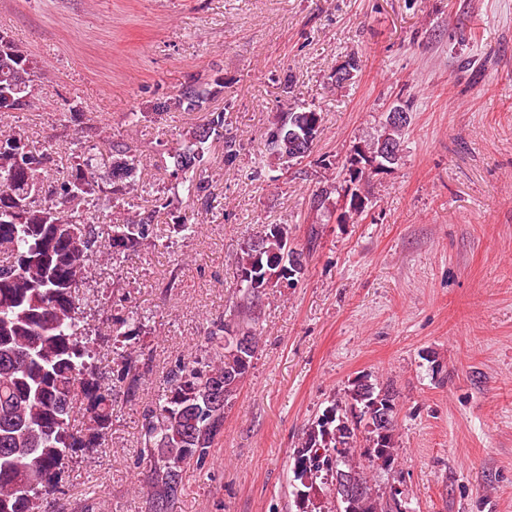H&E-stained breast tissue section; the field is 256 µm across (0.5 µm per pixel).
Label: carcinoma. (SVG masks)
Returning <instances> with one entry per match:
<instances>
[{
    "label": "carcinoma",
    "mask_w": 512,
    "mask_h": 512,
    "mask_svg": "<svg viewBox=\"0 0 512 512\" xmlns=\"http://www.w3.org/2000/svg\"><path fill=\"white\" fill-rule=\"evenodd\" d=\"M7 61L17 69L28 67V83L20 95L34 103L36 62L17 42L10 43ZM215 93L211 83L193 79L182 85L165 107L200 110ZM321 113L290 106L267 133L265 151L279 170L304 156L297 137L304 128L318 131ZM406 123L385 121L378 134L353 147L366 160L388 166L397 158L384 155L385 146L401 145ZM224 128V113L211 112L207 127L193 131L171 154L172 174L180 177L186 196L199 197L204 187L193 179L203 158L210 132ZM97 145L73 152L67 174L52 180L48 165L55 146L31 147L21 133L0 134V512H45L57 489L65 461L85 448L102 445L112 421L114 389L95 371L83 336L84 300L78 285L87 276L93 254L88 226L96 214L87 205L103 191L102 184L119 180L134 186L137 146L110 143L112 168L103 170ZM357 180L359 204L350 205L341 219L362 214L365 196ZM154 239L153 216L126 213L109 225L103 245L111 259L120 250ZM304 252L293 247L286 224H272L263 234L246 241L239 256L241 298L237 315L224 321L207 338L206 355H190L166 378L167 390L144 409L145 447L140 462L146 465V484L155 512L182 491V473L193 461L209 455L224 429V413L246 377L258 348L254 308L265 290L279 280L304 275L290 258ZM114 336L113 353L121 369L137 381L139 354L122 343L129 321L107 318ZM249 339L245 356L235 350L238 337ZM393 388H378L357 378L328 413L307 429L293 452L296 495L305 512H333L318 498L302 495L317 480L334 497L336 473L342 471L360 488L351 512H401L398 504L376 489L368 471L381 460L391 469L396 462Z\"/></svg>",
    "instance_id": "carcinoma-1"
}]
</instances>
